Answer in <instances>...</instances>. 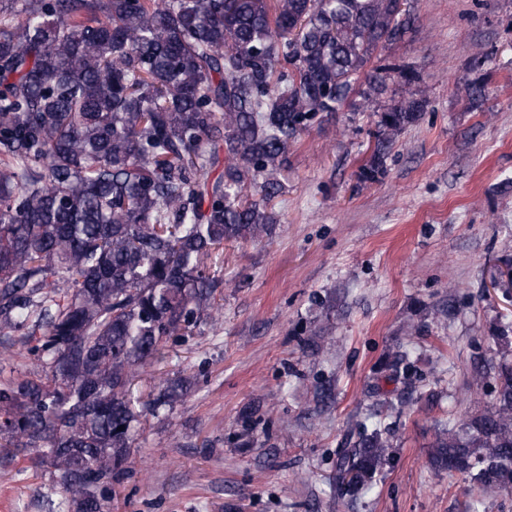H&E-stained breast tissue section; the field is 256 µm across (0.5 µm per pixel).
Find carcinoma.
<instances>
[{
    "label": "carcinoma",
    "mask_w": 512,
    "mask_h": 512,
    "mask_svg": "<svg viewBox=\"0 0 512 512\" xmlns=\"http://www.w3.org/2000/svg\"><path fill=\"white\" fill-rule=\"evenodd\" d=\"M404 0H0V334L36 368L0 381V441L32 453L73 512H107L145 412L136 368L203 321H221L213 255L272 234L288 150L393 80L361 168L377 181L428 100L418 72L385 63ZM124 430H118V427ZM330 486L382 469L386 430L359 424ZM431 469L484 495L512 482V367L495 403L437 435Z\"/></svg>",
    "instance_id": "1"
}]
</instances>
